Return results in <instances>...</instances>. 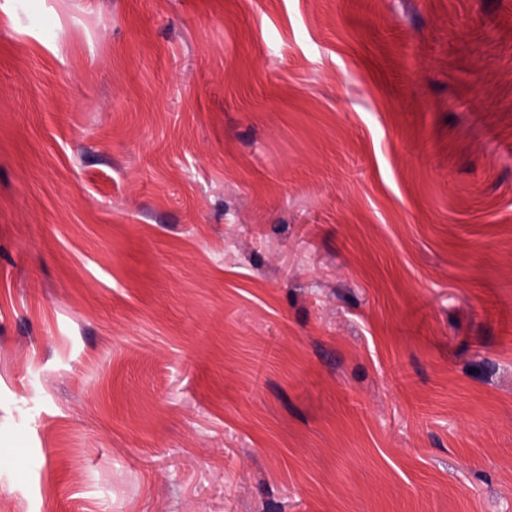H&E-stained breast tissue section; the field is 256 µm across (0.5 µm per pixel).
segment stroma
Masks as SVG:
<instances>
[{
    "instance_id": "obj_1",
    "label": "stroma",
    "mask_w": 512,
    "mask_h": 512,
    "mask_svg": "<svg viewBox=\"0 0 512 512\" xmlns=\"http://www.w3.org/2000/svg\"><path fill=\"white\" fill-rule=\"evenodd\" d=\"M0 502L512 512V0H0Z\"/></svg>"
}]
</instances>
